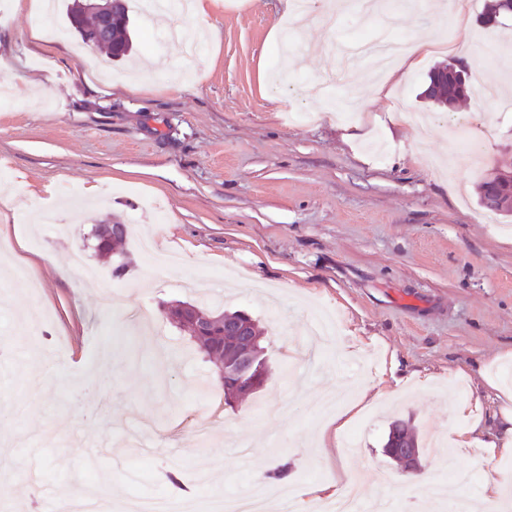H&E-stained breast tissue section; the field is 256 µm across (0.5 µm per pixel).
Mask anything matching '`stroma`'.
<instances>
[{"mask_svg":"<svg viewBox=\"0 0 512 512\" xmlns=\"http://www.w3.org/2000/svg\"><path fill=\"white\" fill-rule=\"evenodd\" d=\"M205 2L167 23L134 14V58L107 78V50L47 38L32 0H0V177L21 204L0 209V240L30 273L0 289V512H61L90 486L121 508L172 492V454L190 492L203 475L208 490L246 495L284 465L301 498L353 476L393 512H482L485 473L506 476L512 459L460 444L447 463L426 449L423 473L467 469L472 481L389 497L384 476L409 487L418 476L383 444L396 420L423 442L474 422L490 439L512 409L489 388L512 367V216L486 223L477 190L512 163V57L500 49L512 16L483 24L498 0H463L459 12L385 0L375 16L351 8L331 23L313 0L281 55V0ZM170 25L174 44L159 37ZM375 28L439 47L391 74L363 59L351 85L311 95L337 71L324 43ZM161 53L168 70L142 78ZM461 58L500 94L437 107L423 95L428 73ZM348 97L354 115L337 120ZM107 223L131 235L120 279L95 250L93 229ZM140 236L178 251L180 271L152 267L132 244ZM75 251L103 278L79 279ZM204 273L210 309L248 310L265 329L269 379L231 407L214 365L161 313L168 300H202L180 279ZM60 337L55 380L39 385ZM374 383L384 397L361 402ZM327 393L348 422L320 450L324 419L310 403Z\"/></svg>","mask_w":512,"mask_h":512,"instance_id":"stroma-1","label":"stroma"}]
</instances>
